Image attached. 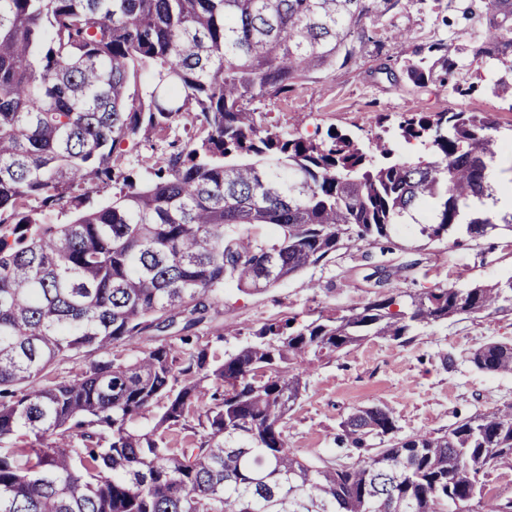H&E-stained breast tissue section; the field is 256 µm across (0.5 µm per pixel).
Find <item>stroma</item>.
<instances>
[{"label":"stroma","instance_id":"35a3bbf8","mask_svg":"<svg viewBox=\"0 0 512 512\" xmlns=\"http://www.w3.org/2000/svg\"><path fill=\"white\" fill-rule=\"evenodd\" d=\"M395 22L411 31L410 40L388 38L381 48L358 51L349 66L327 80L303 84L288 98L263 105L268 120L305 138L319 139L336 129L364 141L375 130L377 113L396 119L409 112L455 107L491 113L502 128L512 129V103L489 92L457 99L434 85L396 86L378 73V63L400 67L415 40L442 28L440 18L419 0H408ZM393 241L383 262L399 269L401 286L410 292L512 276V232L507 230L424 246L415 225L409 224L394 233ZM373 271L365 249L345 248L335 258L262 292L247 294L235 284H225L224 298L211 319L245 327L284 312L340 310L378 296L370 280ZM492 341L512 343V311L451 318L407 343L373 338L316 363L288 415L290 448L314 463L335 460L341 422L368 404L387 406L402 436L445 429L476 412L512 405V376L487 374L471 361L477 348Z\"/></svg>","mask_w":512,"mask_h":512}]
</instances>
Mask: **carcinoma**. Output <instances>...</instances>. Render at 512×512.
<instances>
[{"label":"carcinoma","mask_w":512,"mask_h":512,"mask_svg":"<svg viewBox=\"0 0 512 512\" xmlns=\"http://www.w3.org/2000/svg\"><path fill=\"white\" fill-rule=\"evenodd\" d=\"M404 0H0V512H512L490 475L512 467V406L441 432L399 437L392 412L341 423V455L289 448L288 412L315 362L372 338L407 342L450 318L512 310L493 285L387 293L332 314L285 312L209 327L224 283L263 290L349 246L390 251L399 224L426 243L483 215L486 171L507 142L492 115L462 108L378 114L368 143L294 137L251 105L286 97L408 31ZM443 35L396 71L466 97L463 72L494 74L512 99V0H448ZM466 38V55L448 43ZM180 117L195 133L144 172L133 148ZM417 146L396 156L394 139ZM112 181L119 192L91 198ZM29 198L35 209L25 207ZM153 332L159 342L141 351ZM83 361L44 381L55 362ZM474 366L512 374V344Z\"/></svg>","instance_id":"obj_1"}]
</instances>
